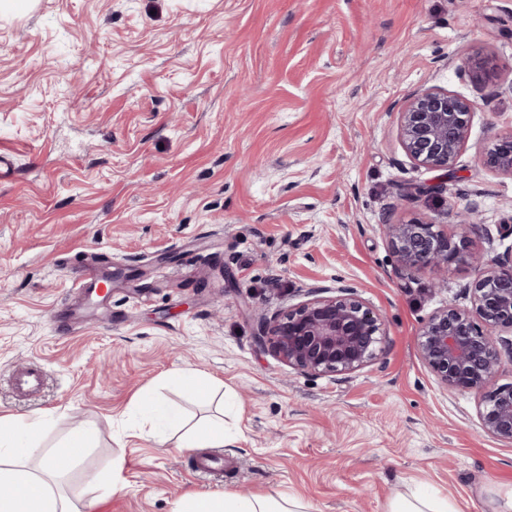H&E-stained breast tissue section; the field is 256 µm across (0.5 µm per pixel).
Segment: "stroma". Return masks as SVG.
Returning <instances> with one entry per match:
<instances>
[{"instance_id":"35a3bbf8","label":"stroma","mask_w":512,"mask_h":512,"mask_svg":"<svg viewBox=\"0 0 512 512\" xmlns=\"http://www.w3.org/2000/svg\"><path fill=\"white\" fill-rule=\"evenodd\" d=\"M497 64L480 76L474 65ZM427 88L474 105L449 176L405 152L398 117ZM512 129V0H35L0 14V416L58 458L93 512H171L194 493H287L312 512H387L408 488L496 512L512 442L447 389L417 338L466 303L465 261L401 273L391 225L438 224L492 256L512 247V177L487 150ZM433 194L408 196V188ZM479 205L482 231L461 224ZM95 261L97 305L69 273ZM344 280L381 314L373 364L316 375L257 341L261 318ZM45 381L18 396L7 374ZM212 380L200 404L176 384ZM151 394L183 422L222 417L220 474L137 423ZM121 469H114L115 457Z\"/></svg>"}]
</instances>
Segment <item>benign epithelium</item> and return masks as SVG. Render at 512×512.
Returning a JSON list of instances; mask_svg holds the SVG:
<instances>
[{"label": "benign epithelium", "mask_w": 512, "mask_h": 512, "mask_svg": "<svg viewBox=\"0 0 512 512\" xmlns=\"http://www.w3.org/2000/svg\"><path fill=\"white\" fill-rule=\"evenodd\" d=\"M472 102L459 94L425 89L399 113L402 143L419 165L452 170L468 141ZM491 167L512 175V130L488 150ZM393 247L401 269L410 274L430 265L472 258L468 240L455 239L437 225H392ZM478 276L470 305L448 304L423 325L418 346L425 364L446 387L480 396L484 431L512 442V385L493 387L501 351L512 355V248L477 260ZM385 337L379 315L359 300L355 288L340 285L334 295L313 288L308 299L288 306L260 324L258 338L288 366L305 372L336 374L358 371L379 356Z\"/></svg>", "instance_id": "7a95c632"}]
</instances>
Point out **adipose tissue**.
<instances>
[{"label":"adipose tissue","instance_id":"obj_1","mask_svg":"<svg viewBox=\"0 0 512 512\" xmlns=\"http://www.w3.org/2000/svg\"><path fill=\"white\" fill-rule=\"evenodd\" d=\"M37 428L33 418L0 416V512H76L57 489L55 458L62 452L72 461H80L86 452V437L74 433L61 451L40 453L30 444ZM35 453L41 454V465L27 468L25 457ZM173 512H305V507L287 497L242 496L227 491L182 497Z\"/></svg>","mask_w":512,"mask_h":512}]
</instances>
